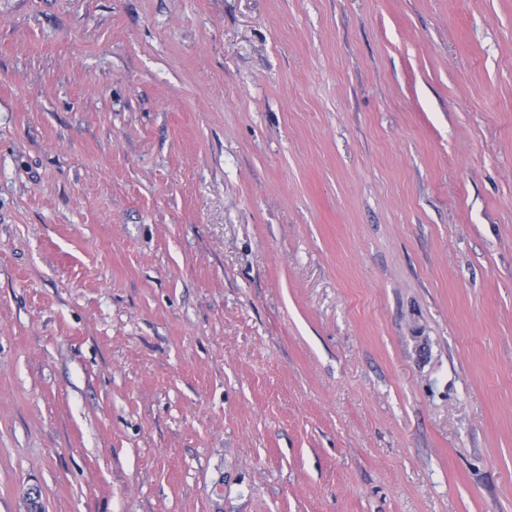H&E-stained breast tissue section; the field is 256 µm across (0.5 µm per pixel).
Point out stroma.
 Here are the masks:
<instances>
[{
    "label": "stroma",
    "mask_w": 512,
    "mask_h": 512,
    "mask_svg": "<svg viewBox=\"0 0 512 512\" xmlns=\"http://www.w3.org/2000/svg\"><path fill=\"white\" fill-rule=\"evenodd\" d=\"M512 512V0H0V512Z\"/></svg>",
    "instance_id": "stroma-1"
}]
</instances>
